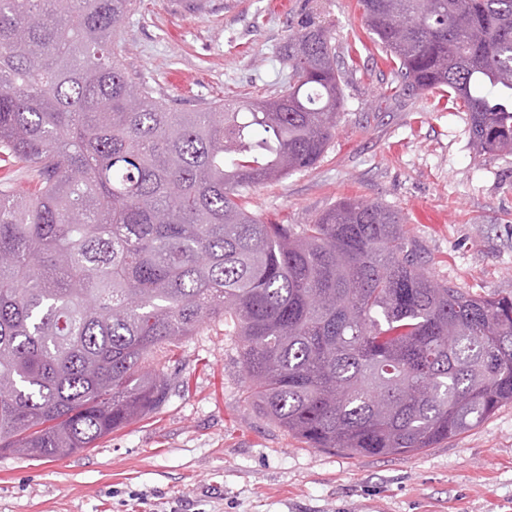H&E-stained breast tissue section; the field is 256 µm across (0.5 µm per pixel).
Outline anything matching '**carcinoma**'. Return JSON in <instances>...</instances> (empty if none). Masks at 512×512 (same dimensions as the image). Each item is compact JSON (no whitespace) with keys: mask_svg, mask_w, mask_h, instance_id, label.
Here are the masks:
<instances>
[{"mask_svg":"<svg viewBox=\"0 0 512 512\" xmlns=\"http://www.w3.org/2000/svg\"><path fill=\"white\" fill-rule=\"evenodd\" d=\"M398 89H448L482 154L512 153V0H360ZM132 0H0V454L61 458L166 402L211 320L254 406L312 448L407 457L512 402V296L435 282L398 212L344 199L268 224L257 185L313 168L344 105L324 24L281 45L269 99L176 112L130 79ZM29 176V169L24 163L7 156H0V180L9 178L17 188L26 190L32 188Z\"/></svg>","mask_w":512,"mask_h":512,"instance_id":"cac0c4a2","label":"carcinoma"}]
</instances>
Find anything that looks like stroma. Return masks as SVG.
<instances>
[{
    "instance_id": "35a3bbf8",
    "label": "stroma",
    "mask_w": 512,
    "mask_h": 512,
    "mask_svg": "<svg viewBox=\"0 0 512 512\" xmlns=\"http://www.w3.org/2000/svg\"><path fill=\"white\" fill-rule=\"evenodd\" d=\"M135 0L122 62L172 109L279 92L276 49L297 18L354 58L345 106L312 169L254 188L270 224H310L344 198L399 211L434 281L512 296V154L481 155L448 95L394 90V61L358 0ZM167 401L60 459L0 456V512H512V402L407 457L309 447L247 400L237 340L204 324L176 349Z\"/></svg>"
}]
</instances>
